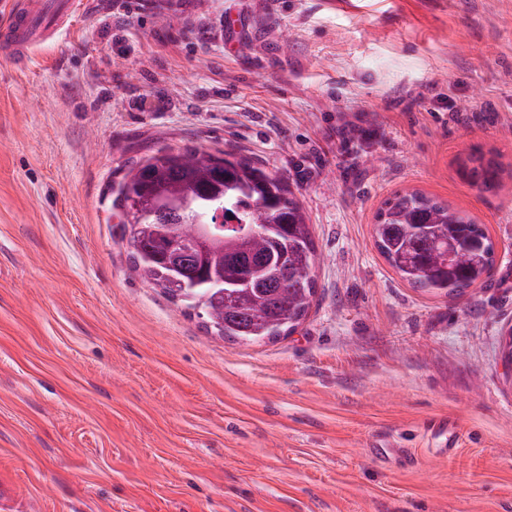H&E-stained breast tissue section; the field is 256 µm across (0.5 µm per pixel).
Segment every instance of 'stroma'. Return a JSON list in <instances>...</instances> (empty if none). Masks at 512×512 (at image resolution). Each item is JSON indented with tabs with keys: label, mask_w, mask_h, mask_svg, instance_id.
<instances>
[{
	"label": "stroma",
	"mask_w": 512,
	"mask_h": 512,
	"mask_svg": "<svg viewBox=\"0 0 512 512\" xmlns=\"http://www.w3.org/2000/svg\"><path fill=\"white\" fill-rule=\"evenodd\" d=\"M129 2L0 45V512H512V0ZM183 147L302 202L291 335L224 340L134 271L119 185ZM474 148L497 194L460 179ZM404 190L485 226V283L389 265L374 217Z\"/></svg>",
	"instance_id": "stroma-1"
}]
</instances>
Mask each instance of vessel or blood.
I'll list each match as a JSON object with an SVG mask.
<instances>
[{"instance_id":"obj_1","label":"vessel or blood","mask_w":512,"mask_h":512,"mask_svg":"<svg viewBox=\"0 0 512 512\" xmlns=\"http://www.w3.org/2000/svg\"><path fill=\"white\" fill-rule=\"evenodd\" d=\"M78 0H27L22 11L10 12L0 22V37L21 56L34 53L46 33L58 29L61 21L72 20Z\"/></svg>"}]
</instances>
